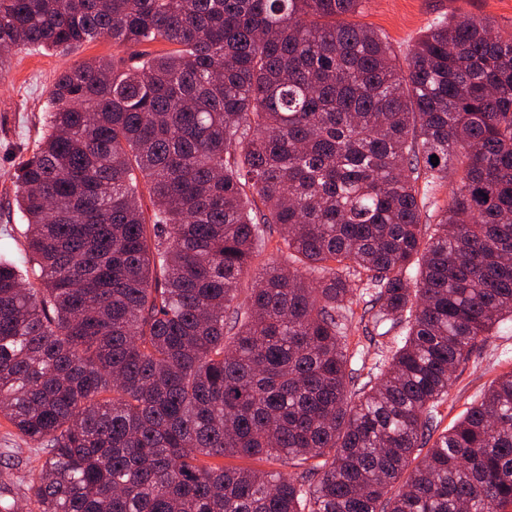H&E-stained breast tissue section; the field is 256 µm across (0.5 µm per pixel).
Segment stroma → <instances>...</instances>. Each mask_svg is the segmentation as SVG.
<instances>
[{"mask_svg":"<svg viewBox=\"0 0 512 512\" xmlns=\"http://www.w3.org/2000/svg\"><path fill=\"white\" fill-rule=\"evenodd\" d=\"M458 14L489 19L502 34L512 33V0H364L353 20L384 35L397 58L436 20ZM112 40L99 37L70 53L48 54L34 49L12 51L0 72V250L14 254L27 248L25 223L16 203L19 163L29 157L41 138L50 110L49 91L60 72L75 62L111 58ZM401 327L385 336L369 337L352 321L349 350L356 384L376 379L378 364L402 338ZM512 371V322L495 328L468 363L456 371V381L439 408V426L446 429L487 390L501 373ZM42 462L39 449L21 438L0 418V491L27 512L24 501L29 475Z\"/></svg>","mask_w":512,"mask_h":512,"instance_id":"1","label":"stroma"}]
</instances>
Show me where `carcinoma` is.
I'll return each mask as SVG.
<instances>
[{"label":"carcinoma","mask_w":512,"mask_h":512,"mask_svg":"<svg viewBox=\"0 0 512 512\" xmlns=\"http://www.w3.org/2000/svg\"><path fill=\"white\" fill-rule=\"evenodd\" d=\"M362 2L0 0V70L118 50L57 76L19 165L40 287L0 253V416L44 454L29 512L512 507V371L431 440L512 319V35L445 18L403 68L346 21ZM271 224L279 259L240 303ZM356 300L367 334H406L353 390Z\"/></svg>","instance_id":"1"}]
</instances>
